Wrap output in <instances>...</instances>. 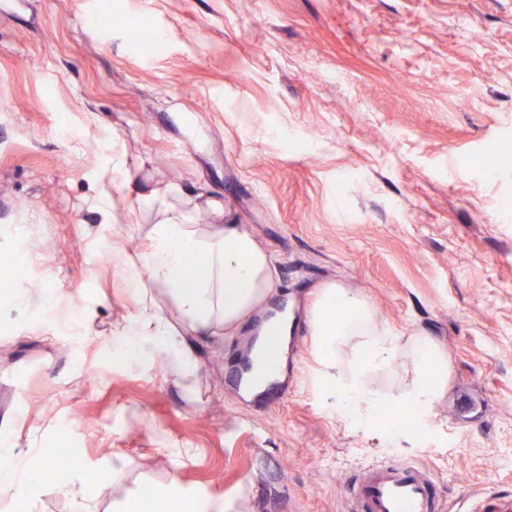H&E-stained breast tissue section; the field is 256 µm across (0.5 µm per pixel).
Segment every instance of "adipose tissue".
<instances>
[{"label": "adipose tissue", "mask_w": 512, "mask_h": 512, "mask_svg": "<svg viewBox=\"0 0 512 512\" xmlns=\"http://www.w3.org/2000/svg\"><path fill=\"white\" fill-rule=\"evenodd\" d=\"M112 173L155 218L139 250L112 255L139 302L136 315L117 322L112 344L123 364L149 367L162 361L179 380H192L199 370L195 337L236 335L272 294L273 261L223 209H214L216 223L202 235L192 211L172 204L178 187L162 192L140 185L127 176L119 157L112 161ZM196 258L200 270L184 278V268ZM163 289L172 295L167 310L156 303ZM306 322L314 339L316 378L340 417L372 421L381 410L404 404L424 412L448 386V356L435 338L420 330L393 331L378 321L364 294L342 283L318 287ZM400 368L406 377L396 388L375 385L376 377ZM0 456L13 462L0 471V492L10 512H35L32 489L51 460L43 459L40 470L27 474L23 454L12 443H0Z\"/></svg>", "instance_id": "ef3b65f1"}]
</instances>
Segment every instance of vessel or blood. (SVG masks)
I'll return each instance as SVG.
<instances>
[{
    "label": "vessel or blood",
    "mask_w": 512,
    "mask_h": 512,
    "mask_svg": "<svg viewBox=\"0 0 512 512\" xmlns=\"http://www.w3.org/2000/svg\"><path fill=\"white\" fill-rule=\"evenodd\" d=\"M347 512H446L441 481L430 470L390 460L366 466L347 499Z\"/></svg>",
    "instance_id": "obj_1"
}]
</instances>
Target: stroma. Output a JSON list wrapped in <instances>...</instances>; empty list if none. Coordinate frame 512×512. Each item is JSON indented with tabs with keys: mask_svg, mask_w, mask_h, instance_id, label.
<instances>
[{
	"mask_svg": "<svg viewBox=\"0 0 512 512\" xmlns=\"http://www.w3.org/2000/svg\"><path fill=\"white\" fill-rule=\"evenodd\" d=\"M149 20L135 49L115 16ZM512 0H0V440L83 446L38 512H123L178 477L185 503L344 512L362 468L439 476L448 512H512ZM179 185L219 202L272 256L278 285L236 335L197 338L200 371L114 362L137 309L100 255L141 241L148 215L112 183ZM110 184L126 224L91 198ZM362 292L391 328L448 355L429 443L384 419L344 422L317 390L304 312L315 287ZM293 318L270 406L230 380L244 341Z\"/></svg>",
	"mask_w": 512,
	"mask_h": 512,
	"instance_id": "1",
	"label": "stroma"
}]
</instances>
